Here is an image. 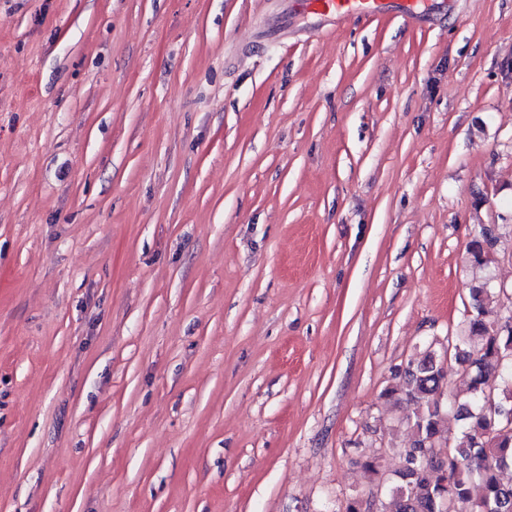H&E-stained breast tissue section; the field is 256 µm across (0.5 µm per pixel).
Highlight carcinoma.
Here are the masks:
<instances>
[{
    "instance_id": "cac0c4a2",
    "label": "carcinoma",
    "mask_w": 512,
    "mask_h": 512,
    "mask_svg": "<svg viewBox=\"0 0 512 512\" xmlns=\"http://www.w3.org/2000/svg\"><path fill=\"white\" fill-rule=\"evenodd\" d=\"M466 251L474 265H487L486 232L473 235ZM503 293L487 280L470 288L473 314L454 344L456 358L468 366L456 389L448 388L447 372L430 352L397 372L383 391L414 407V439L403 449V468L392 479H379L385 487L379 512H442L451 500L461 512H512V484L503 481L512 470V327L491 322ZM443 391L448 402L441 404L437 395ZM450 419L458 426L450 454L425 455L429 447L448 445Z\"/></svg>"
}]
</instances>
